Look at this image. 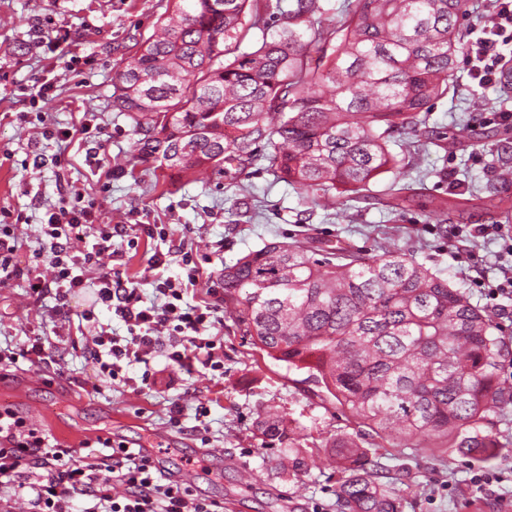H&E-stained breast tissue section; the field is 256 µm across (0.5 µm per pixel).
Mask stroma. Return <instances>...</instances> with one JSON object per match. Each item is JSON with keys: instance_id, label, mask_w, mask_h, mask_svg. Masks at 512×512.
<instances>
[{"instance_id": "35a3bbf8", "label": "stroma", "mask_w": 512, "mask_h": 512, "mask_svg": "<svg viewBox=\"0 0 512 512\" xmlns=\"http://www.w3.org/2000/svg\"><path fill=\"white\" fill-rule=\"evenodd\" d=\"M168 0H0V208L21 214V231L38 248V226L63 190L76 187L95 203L100 224H165L186 238L206 272L271 240L300 241L313 250L337 245L376 256L386 243L408 249L438 271L474 305L491 310L507 328L512 345V301L493 302L500 264L512 261L500 236L472 237L477 224L512 227V139L489 113L512 109V94L490 88L474 93L467 60L458 55L454 84L436 100L427 130L449 135L466 129L474 145L444 149L417 134L403 180L419 188L410 209L388 211L381 199L393 182L386 174L358 200L323 206L272 171L251 167L221 182L195 174L173 177L159 162L138 159L137 137L125 115L112 108V78L149 37ZM71 44L55 45L59 28ZM47 84L46 99L32 101L33 86ZM100 129L88 141L73 140L66 163H55L56 141L44 128ZM498 195L499 207L465 204L445 222L424 216L431 198L457 190ZM52 298L35 301L16 280L0 288V348L28 345L32 333L52 342L48 363L19 361L0 381V405L29 417L61 443L80 448L99 436L147 442L161 465L202 497L224 503V512H335V464L324 444L352 433L354 425L335 399L306 371L288 369L253 347L224 319L223 371L190 373L152 361V389L140 391L98 374L81 348L73 347L55 317ZM179 403V424L168 407ZM274 407L286 415L290 435L311 457L300 481L282 475L278 446H265L258 416ZM497 437L506 459L482 464L454 453L431 457L424 449L374 448L377 470L402 484V512H512V409L498 419ZM498 482L476 491L480 471Z\"/></svg>"}]
</instances>
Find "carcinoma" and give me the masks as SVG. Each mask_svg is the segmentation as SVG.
Segmentation results:
<instances>
[{
	"label": "carcinoma",
	"mask_w": 512,
	"mask_h": 512,
	"mask_svg": "<svg viewBox=\"0 0 512 512\" xmlns=\"http://www.w3.org/2000/svg\"><path fill=\"white\" fill-rule=\"evenodd\" d=\"M463 0H347L315 17L318 0H170L158 32L135 43L112 83L138 156L178 173L224 177L258 148L280 180L313 202L357 198L402 172L392 134H416L448 94L463 49ZM414 189L389 191L394 212ZM224 305L267 356L307 370L355 422L326 442L339 478L336 512H401L394 484L369 467L370 448H437L501 458L496 419L512 405L499 376L503 327L466 293L389 245L369 259L271 241L224 267ZM263 439L289 438L267 410ZM288 473L307 472L296 441Z\"/></svg>",
	"instance_id": "carcinoma-1"
}]
</instances>
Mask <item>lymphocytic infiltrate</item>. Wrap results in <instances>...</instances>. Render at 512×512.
Wrapping results in <instances>:
<instances>
[{
  "label": "lymphocytic infiltrate",
  "instance_id": "obj_1",
  "mask_svg": "<svg viewBox=\"0 0 512 512\" xmlns=\"http://www.w3.org/2000/svg\"><path fill=\"white\" fill-rule=\"evenodd\" d=\"M490 3L488 19L473 28L467 48L468 77L480 88L512 83V0ZM10 216L0 209V288L22 278L35 300L53 298L56 316L69 335L84 336L83 349L102 375L119 380L124 367L150 364L160 351L174 368L221 369L219 304L186 300L203 279L191 250L182 252V274L169 275L170 261L157 250L142 274L128 275L117 262L114 239L126 238L134 249L137 236L126 224L96 223L93 202L74 188L40 225V246L23 265L17 259L23 240ZM146 284L155 296L150 303ZM87 289L91 302L72 310V299ZM101 305L124 323L126 335L100 322ZM0 481L26 496L27 512H73L80 497L92 501L85 512H224L223 501L199 497L169 479L158 460L126 441L106 437L84 453L50 442L7 407L0 408Z\"/></svg>",
  "mask_w": 512,
  "mask_h": 512
}]
</instances>
